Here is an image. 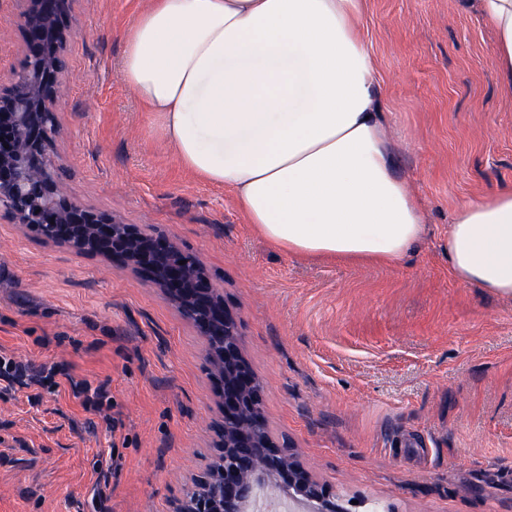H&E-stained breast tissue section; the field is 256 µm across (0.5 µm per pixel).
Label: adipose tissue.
I'll return each instance as SVG.
<instances>
[{
	"label": "adipose tissue",
	"instance_id": "ef3b65f1",
	"mask_svg": "<svg viewBox=\"0 0 512 512\" xmlns=\"http://www.w3.org/2000/svg\"><path fill=\"white\" fill-rule=\"evenodd\" d=\"M473 3L512 95V0ZM363 14L364 0H149L124 33L121 78L185 170L229 190L270 244L393 262L425 214L395 172ZM448 264L512 297V188L458 206Z\"/></svg>",
	"mask_w": 512,
	"mask_h": 512
}]
</instances>
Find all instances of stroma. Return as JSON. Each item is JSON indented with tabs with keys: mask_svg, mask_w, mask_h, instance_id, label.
<instances>
[{
	"mask_svg": "<svg viewBox=\"0 0 512 512\" xmlns=\"http://www.w3.org/2000/svg\"><path fill=\"white\" fill-rule=\"evenodd\" d=\"M148 0H75L54 154L74 200L205 268L235 316L275 441L359 512H512V299L457 279L456 208L512 187V98L496 35L462 0H365L400 137L396 172L427 224L404 258L301 259L199 180L121 78ZM0 0V77L18 68ZM0 512H173L217 453L220 397L198 330L132 268L0 221ZM108 396L89 398L99 387Z\"/></svg>",
	"mask_w": 512,
	"mask_h": 512,
	"instance_id": "1",
	"label": "stroma"
}]
</instances>
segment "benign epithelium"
Returning <instances> with one entry per match:
<instances>
[{
	"label": "benign epithelium",
	"mask_w": 512,
	"mask_h": 512,
	"mask_svg": "<svg viewBox=\"0 0 512 512\" xmlns=\"http://www.w3.org/2000/svg\"><path fill=\"white\" fill-rule=\"evenodd\" d=\"M22 5L23 60L0 83V220L64 237L75 248L85 238L112 240L109 259L142 270L166 291L202 335L221 382L222 424L217 460L184 490L174 512H250L261 487L279 485L312 512H336L329 487L306 472L288 444L268 435L263 390L244 361L238 323L201 265L174 242L144 235L129 224L85 207L68 193L66 170L50 150L66 78L64 55L74 0H18ZM185 264H179V261Z\"/></svg>",
	"instance_id": "7a95c632"
}]
</instances>
